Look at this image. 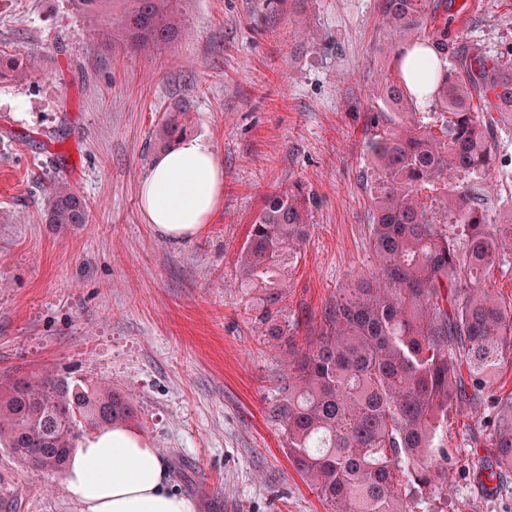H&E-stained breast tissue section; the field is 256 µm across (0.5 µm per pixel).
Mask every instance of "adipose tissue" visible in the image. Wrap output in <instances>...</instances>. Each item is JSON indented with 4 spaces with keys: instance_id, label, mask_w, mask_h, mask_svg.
Instances as JSON below:
<instances>
[{
    "instance_id": "obj_1",
    "label": "adipose tissue",
    "mask_w": 512,
    "mask_h": 512,
    "mask_svg": "<svg viewBox=\"0 0 512 512\" xmlns=\"http://www.w3.org/2000/svg\"><path fill=\"white\" fill-rule=\"evenodd\" d=\"M441 63L420 43L405 50L400 68L417 98L430 92ZM144 223L180 244L203 233L224 200V166L213 148L183 137L153 161L138 189ZM62 486L81 512H195L194 502L171 486L167 465L148 440L125 425L99 428L74 448Z\"/></svg>"
}]
</instances>
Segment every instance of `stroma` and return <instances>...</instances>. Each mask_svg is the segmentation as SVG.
<instances>
[{"instance_id": "35a3bbf8", "label": "stroma", "mask_w": 512, "mask_h": 512, "mask_svg": "<svg viewBox=\"0 0 512 512\" xmlns=\"http://www.w3.org/2000/svg\"><path fill=\"white\" fill-rule=\"evenodd\" d=\"M428 0L431 27L386 23L382 0H182L181 37L145 52L102 44L73 0H0V55H40L0 84V387L46 371L131 395L133 429L197 512H326L288 459L276 409L288 358L351 278L376 265L380 187L366 142L401 48L445 29V69L463 47L512 63V0ZM224 163V203L182 245L144 224L138 186L173 104ZM495 171L458 175L488 223L512 214V127ZM68 182L88 221L46 224ZM307 199L308 240L282 301L242 287L237 258L272 188ZM472 414H450V490L418 512H512V481H470ZM0 512H80L60 476L0 448Z\"/></svg>"}]
</instances>
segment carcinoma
Wrapping results in <instances>:
<instances>
[{"mask_svg":"<svg viewBox=\"0 0 512 512\" xmlns=\"http://www.w3.org/2000/svg\"><path fill=\"white\" fill-rule=\"evenodd\" d=\"M96 18L116 5L112 20L122 44L148 50L176 41L180 0H75ZM387 19L403 28L426 18V0H384ZM33 54L0 56V83L30 73ZM459 68L436 72L432 95L449 120L397 123L372 115L377 131L367 151L380 181L373 202L370 244L376 268L339 289L325 307L319 335L290 360L288 398L277 408L288 459L327 512H417L420 501L447 491L448 452L440 445L448 414L489 412L474 444L489 449L476 478L500 485L512 473V395L492 394L503 355L512 351V310L489 286L501 256L512 249V214L489 224L452 175L494 171L491 114L512 116V64L465 55ZM391 107L412 102L403 76L389 79ZM186 109L167 111L157 131L171 144L187 129ZM439 192L453 218L450 236L437 222L425 190ZM45 222L87 223L83 200L65 182L54 184ZM308 237L306 209L292 190L263 198L238 257L241 282L281 300L286 258ZM123 391L47 372L0 392V446L23 463L63 471L83 433L135 421Z\"/></svg>","mask_w":512,"mask_h":512,"instance_id":"cac0c4a2","label":"carcinoma"}]
</instances>
